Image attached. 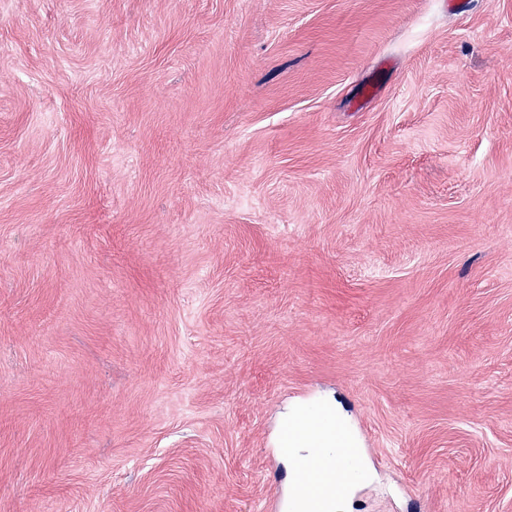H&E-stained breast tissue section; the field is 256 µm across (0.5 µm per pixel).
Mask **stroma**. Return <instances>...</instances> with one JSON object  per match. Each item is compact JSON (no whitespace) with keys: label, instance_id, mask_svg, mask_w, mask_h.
Returning <instances> with one entry per match:
<instances>
[{"label":"stroma","instance_id":"1","mask_svg":"<svg viewBox=\"0 0 512 512\" xmlns=\"http://www.w3.org/2000/svg\"><path fill=\"white\" fill-rule=\"evenodd\" d=\"M512 512V0H0V512ZM355 459L350 452L336 456L335 448H315L307 453L299 460L290 484L288 510L320 512L319 504L336 496L340 482L350 484L357 480ZM301 501L310 507L299 508Z\"/></svg>","mask_w":512,"mask_h":512}]
</instances>
